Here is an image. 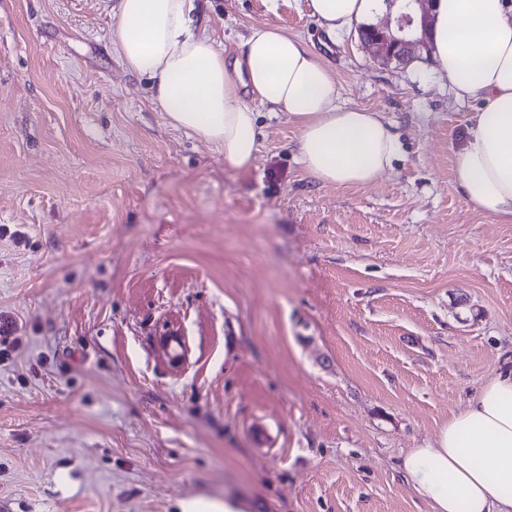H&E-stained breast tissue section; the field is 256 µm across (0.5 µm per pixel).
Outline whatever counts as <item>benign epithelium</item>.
I'll return each instance as SVG.
<instances>
[{
	"instance_id": "benign-epithelium-1",
	"label": "benign epithelium",
	"mask_w": 512,
	"mask_h": 512,
	"mask_svg": "<svg viewBox=\"0 0 512 512\" xmlns=\"http://www.w3.org/2000/svg\"><path fill=\"white\" fill-rule=\"evenodd\" d=\"M387 4L386 21L360 27V38L375 59L406 65L429 50L433 0H387Z\"/></svg>"
}]
</instances>
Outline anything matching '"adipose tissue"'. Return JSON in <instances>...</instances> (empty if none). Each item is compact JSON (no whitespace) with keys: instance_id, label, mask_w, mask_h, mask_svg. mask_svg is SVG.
I'll use <instances>...</instances> for the list:
<instances>
[{"instance_id":"1","label":"adipose tissue","mask_w":512,"mask_h":512,"mask_svg":"<svg viewBox=\"0 0 512 512\" xmlns=\"http://www.w3.org/2000/svg\"><path fill=\"white\" fill-rule=\"evenodd\" d=\"M117 19L110 39L124 67L148 84L168 124L250 167L258 106L294 122L306 170L339 188L369 185L397 155L392 125L340 101L331 70L303 41L251 27L235 59L197 27L196 0H99ZM331 33L374 15L380 0H308ZM432 45L462 100L485 106L466 126L455 158L459 188L475 210L512 223V0H436ZM400 473L430 512H512V368L489 379L449 417L432 445L410 449Z\"/></svg>"}]
</instances>
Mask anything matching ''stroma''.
Returning a JSON list of instances; mask_svg holds the SVG:
<instances>
[{
	"mask_svg": "<svg viewBox=\"0 0 512 512\" xmlns=\"http://www.w3.org/2000/svg\"><path fill=\"white\" fill-rule=\"evenodd\" d=\"M196 23L231 58L254 26L301 38L397 157L323 184L265 112L229 169L166 123L99 0H0V512H429L402 456L512 365V224L454 165L484 103L307 0H198ZM176 507V512H245V506L240 501L215 496L181 499Z\"/></svg>",
	"mask_w": 512,
	"mask_h": 512,
	"instance_id": "obj_1",
	"label": "stroma"
}]
</instances>
